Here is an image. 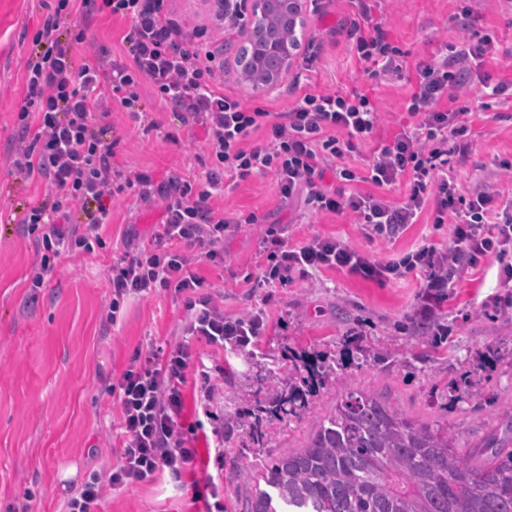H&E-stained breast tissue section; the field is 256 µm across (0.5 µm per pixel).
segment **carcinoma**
I'll use <instances>...</instances> for the list:
<instances>
[{
    "label": "carcinoma",
    "mask_w": 512,
    "mask_h": 512,
    "mask_svg": "<svg viewBox=\"0 0 512 512\" xmlns=\"http://www.w3.org/2000/svg\"><path fill=\"white\" fill-rule=\"evenodd\" d=\"M343 378L303 364L267 395L273 421L299 418L316 386ZM473 465L448 432L370 391L347 389L308 445L271 463L247 512H512V424Z\"/></svg>",
    "instance_id": "obj_1"
}]
</instances>
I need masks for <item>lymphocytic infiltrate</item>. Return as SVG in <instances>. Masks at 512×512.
I'll use <instances>...</instances> for the list:
<instances>
[{"instance_id":"1","label":"lymphocytic infiltrate","mask_w":512,"mask_h":512,"mask_svg":"<svg viewBox=\"0 0 512 512\" xmlns=\"http://www.w3.org/2000/svg\"><path fill=\"white\" fill-rule=\"evenodd\" d=\"M165 2L57 0V12L39 32L38 49L26 64V105L18 114L14 165L20 178L36 173L47 186L41 201L16 217L43 249L33 287H43L61 252L90 253L103 246L100 230L109 221L112 202L130 191L144 203L161 198L165 216L147 245L113 262L108 318L117 320L127 298L159 289L182 297L187 311L185 343L163 358L154 352L135 353L118 383L109 385L121 409L118 463L106 473L90 472L67 496L63 512H100L105 488L135 484L159 472L168 474L173 488H181L198 455L190 440L197 426L182 422L191 340L244 349L266 329L259 313L225 317L195 269L199 256L223 262L224 234L231 225L257 221L255 214L228 217L212 206L213 193L224 179L236 183L272 174L282 200L303 196L314 212L353 216L388 238L416 223L428 206L435 223L453 227L447 247L424 246L386 262L334 238H314L293 247L272 227L262 241L267 263L257 284L285 285L293 274L336 268L380 283L415 272L424 300L419 315L428 322L434 320L458 274L489 258L500 262L502 287L512 288V263L507 260L512 254V202L495 209L487 188L466 192L443 174L450 152L463 157L470 150V108L459 104L456 91L470 82L474 67L482 65L492 50L490 35L469 37L454 45L449 55L417 65L405 103L413 125L384 145L361 174L340 160L375 136L380 112L375 99L356 90L308 92L288 111L275 115L246 108L225 95L223 66L170 18ZM88 9L128 22L123 42L130 60L110 62V82L105 86L100 85L96 68L77 64L70 42L59 32V12ZM359 16L348 32L359 61L385 70L397 68L401 50L367 10H360ZM142 77L183 123L205 130L212 164L201 181L173 176L158 184L148 172L116 165V142L100 121L108 116L111 102L133 108L135 86ZM260 131L265 145L247 147V140ZM329 171L336 179L332 186L324 181ZM359 181L372 184V191H352V184ZM400 182L406 199L396 205L384 191ZM70 201L81 204L85 226L71 223L66 207Z\"/></svg>"}]
</instances>
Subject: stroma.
I'll list each match as a JSON object with an SVG mask.
<instances>
[{"label": "stroma", "instance_id": "obj_1", "mask_svg": "<svg viewBox=\"0 0 512 512\" xmlns=\"http://www.w3.org/2000/svg\"><path fill=\"white\" fill-rule=\"evenodd\" d=\"M367 4L405 52L402 72L366 74L347 37L357 14L353 0H308L298 56L273 91L252 89L238 77L242 31H222L216 22L218 14L233 13L234 0H169L168 10L185 32L205 30L210 50L231 73L225 93L245 107L285 112L308 91L355 89L374 98L381 110L376 134L345 158L349 166L361 168L410 123L404 105L417 64L465 36L453 21L461 0ZM54 7V0H0V512H60L91 470L117 465L120 411L107 385L118 381L136 351L168 350L183 340V302L165 292L129 299L117 321L108 320L112 258L128 251L129 241L150 239L163 218L160 199L144 204L122 195L112 205L111 224L101 231L105 248L63 254L43 287L31 285L41 251L14 217L43 196L45 182L37 175L17 178L15 131L25 103L26 63ZM471 7L473 31H493L499 45L498 52L485 57L483 71L512 81V0H472ZM125 26L117 17L77 11L64 18L61 30L75 55L93 65L103 51L128 61L121 41ZM135 90L139 120H131L117 104L103 120L118 141L116 162L149 172L158 183L173 175L188 180L208 169L204 131L182 124L147 79H139ZM462 97L474 107L468 117L472 144L452 174L465 188L490 186L497 204H505L512 200V176L499 163L512 160V101L478 111L481 84L476 79L463 87ZM212 204L228 214L255 213L258 221L231 227L224 235L223 263L205 259L196 270L213 296L223 299L226 316L258 310L267 315V328L253 347L192 344L195 366L188 369L183 388L185 416L190 422L203 419L205 431L223 429L224 455L186 475L178 493L163 473L113 488L102 512H203L198 493L207 471L217 469L224 475V512H245L258 475L277 457L303 448L347 387L368 390L415 422L447 430L471 452L512 418V315L500 309L506 291L496 262L456 278L437 311V324L448 330L437 342L418 333L421 295L412 275L377 283L325 270L277 288H254L245 281L256 273L260 242L273 225L284 228L294 246L332 237L380 260L423 245L447 247L452 227L434 223L431 208L398 236L371 238L351 216L313 212L300 197L282 201L270 174L224 187ZM305 362L344 369L343 383L317 388L301 418L270 422L262 410L268 389ZM201 363L216 385L214 415L208 420L194 400L199 390L195 367ZM72 465L76 476L63 479Z\"/></svg>", "mask_w": 512, "mask_h": 512}]
</instances>
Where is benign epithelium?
<instances>
[{
  "instance_id": "7a95c632",
  "label": "benign epithelium",
  "mask_w": 512,
  "mask_h": 512,
  "mask_svg": "<svg viewBox=\"0 0 512 512\" xmlns=\"http://www.w3.org/2000/svg\"><path fill=\"white\" fill-rule=\"evenodd\" d=\"M304 5L305 0H254L257 20L246 42L256 46L250 66L260 77L259 87L274 89L287 75L299 49L296 31Z\"/></svg>"
}]
</instances>
